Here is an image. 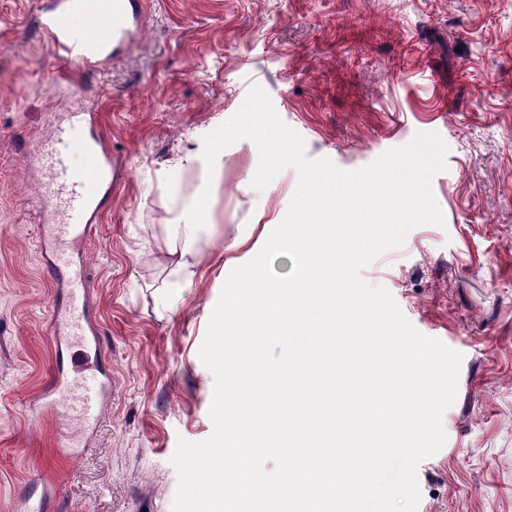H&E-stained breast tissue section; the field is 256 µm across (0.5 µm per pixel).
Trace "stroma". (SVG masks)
<instances>
[{
  "label": "stroma",
  "instance_id": "stroma-1",
  "mask_svg": "<svg viewBox=\"0 0 512 512\" xmlns=\"http://www.w3.org/2000/svg\"><path fill=\"white\" fill-rule=\"evenodd\" d=\"M143 13L133 42L86 73L53 54L34 0H0V512H172L178 439L213 432L199 350L229 247L254 221L259 153L225 149L217 182L168 172L255 83L308 157L345 171L418 133L447 144L432 180L444 227L413 228L362 277L462 355L447 442L417 469L418 512H512V0H144ZM85 104L125 175L84 258L113 388L80 448L43 406L57 290L21 150ZM201 196L209 259L161 302L152 228Z\"/></svg>",
  "mask_w": 512,
  "mask_h": 512
}]
</instances>
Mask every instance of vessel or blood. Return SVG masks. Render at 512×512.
<instances>
[{"mask_svg":"<svg viewBox=\"0 0 512 512\" xmlns=\"http://www.w3.org/2000/svg\"><path fill=\"white\" fill-rule=\"evenodd\" d=\"M140 0H44L37 14L41 33L54 54L79 70H90L110 47L133 39L141 22ZM102 25L103 33L84 40L73 36L76 19ZM94 113L75 114L40 142L33 159L39 175L38 241L53 281L65 299L53 320V339L64 360L58 368L47 406L64 402L70 418L92 428L100 402L112 387L102 375L97 388L77 386L80 373L100 366V332L90 313L86 269L74 263L72 254L90 242L104 199L116 182V164L99 139L90 135ZM93 153L92 170H78L69 157L74 149Z\"/></svg>","mask_w":512,"mask_h":512,"instance_id":"obj_1","label":"vessel or blood"}]
</instances>
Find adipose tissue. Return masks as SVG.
Masks as SVG:
<instances>
[{
    "label": "adipose tissue",
    "instance_id": "adipose-tissue-1",
    "mask_svg": "<svg viewBox=\"0 0 512 512\" xmlns=\"http://www.w3.org/2000/svg\"><path fill=\"white\" fill-rule=\"evenodd\" d=\"M223 131H216L207 141L197 143L184 151L177 163L178 170H199L222 175L224 154L217 148L223 141ZM211 218L205 206L198 203L186 204L176 222L164 225L155 247L160 254V264L167 273L166 288L174 292L190 285L205 260L198 241Z\"/></svg>",
    "mask_w": 512,
    "mask_h": 512
}]
</instances>
